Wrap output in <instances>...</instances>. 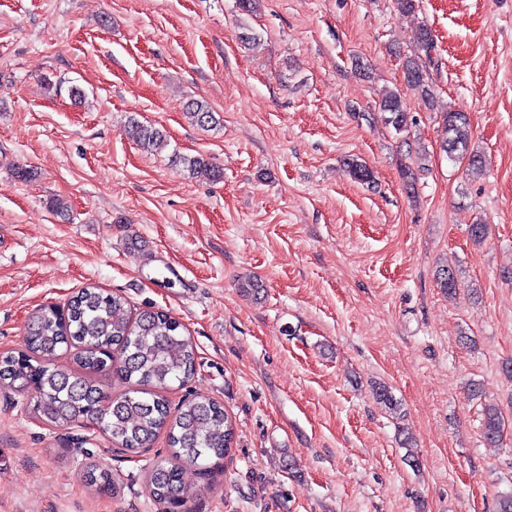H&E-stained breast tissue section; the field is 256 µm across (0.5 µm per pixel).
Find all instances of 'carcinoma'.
I'll return each mask as SVG.
<instances>
[{
	"label": "carcinoma",
	"instance_id": "1",
	"mask_svg": "<svg viewBox=\"0 0 512 512\" xmlns=\"http://www.w3.org/2000/svg\"><path fill=\"white\" fill-rule=\"evenodd\" d=\"M404 77L408 87L433 99L419 60L410 57L405 61ZM379 106L396 133L408 130L411 118L399 92L383 94ZM186 115L201 128L219 124L214 111L202 102L189 103ZM442 118L443 149L449 160L454 162L459 155H466L469 171L482 172V156L470 149L466 113L449 110ZM130 128L133 139L142 146L155 150L166 146L159 129L135 121ZM180 162L193 178H220V171L201 156L182 157ZM437 283L448 295L457 288L456 277L448 268L439 270ZM70 350L74 351L78 371L55 364ZM115 353L119 362L114 366ZM196 360L191 338L170 314L143 310L128 315L122 297L92 286L80 289L63 307L44 304L35 308L25 348L0 354V389L31 394L37 418L48 426L97 427L128 458L150 447L160 432H166L171 455L151 466L146 489L162 505V512H180L196 495L183 481V466L207 469L210 459H222L230 453L234 440L228 415L219 403L194 397L173 409L162 394L172 383L188 380L195 372ZM112 371L129 386L118 397L109 396L105 384L96 379V375ZM504 426L499 407L486 405L483 438L489 443L498 442ZM87 474L94 490L112 487L110 472L92 465Z\"/></svg>",
	"mask_w": 512,
	"mask_h": 512
}]
</instances>
